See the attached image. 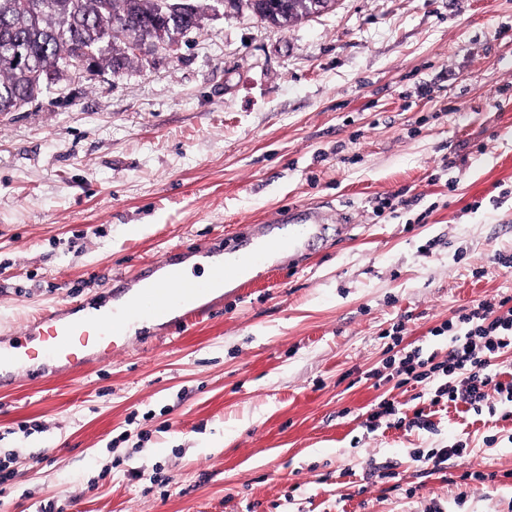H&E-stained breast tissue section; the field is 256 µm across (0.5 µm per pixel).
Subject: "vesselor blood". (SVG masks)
<instances>
[{"label": "vessel or blood", "mask_w": 512, "mask_h": 512, "mask_svg": "<svg viewBox=\"0 0 512 512\" xmlns=\"http://www.w3.org/2000/svg\"><path fill=\"white\" fill-rule=\"evenodd\" d=\"M291 230L268 234L264 227L249 225L232 259L220 264L213 278L228 284L241 282L244 271L254 268L266 255L288 254L319 237L325 226L318 214L291 217ZM150 287L137 289L134 299L112 315L94 319L70 312L45 311L30 319L19 333L0 341V378L28 370L41 361L58 370L77 371L109 360L129 336L128 324L149 320L186 325L219 304L208 284L188 278L180 263L160 261Z\"/></svg>", "instance_id": "vessel-or-blood-1"}]
</instances>
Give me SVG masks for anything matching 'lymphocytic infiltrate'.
Wrapping results in <instances>:
<instances>
[{
    "instance_id": "lymphocytic-infiltrate-1",
    "label": "lymphocytic infiltrate",
    "mask_w": 512,
    "mask_h": 512,
    "mask_svg": "<svg viewBox=\"0 0 512 512\" xmlns=\"http://www.w3.org/2000/svg\"><path fill=\"white\" fill-rule=\"evenodd\" d=\"M443 331L453 336V346L446 360L420 359L406 355L397 370L403 384L421 383L433 376L443 379L432 393L428 407L413 410L411 423L420 429H431L428 412L442 401L462 402L468 409L481 411L490 393H497L512 402V383L498 379L496 361L512 346V295L497 301L482 300L463 309L456 321L445 322Z\"/></svg>"
}]
</instances>
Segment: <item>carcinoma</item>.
<instances>
[{
    "mask_svg": "<svg viewBox=\"0 0 512 512\" xmlns=\"http://www.w3.org/2000/svg\"><path fill=\"white\" fill-rule=\"evenodd\" d=\"M280 28L311 17L302 0H234ZM215 0H0V114L19 112L68 73H117L148 60L102 36L119 23L137 38L177 43Z\"/></svg>",
    "mask_w": 512,
    "mask_h": 512,
    "instance_id": "obj_1",
    "label": "carcinoma"
}]
</instances>
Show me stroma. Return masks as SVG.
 <instances>
[{
    "mask_svg": "<svg viewBox=\"0 0 512 512\" xmlns=\"http://www.w3.org/2000/svg\"><path fill=\"white\" fill-rule=\"evenodd\" d=\"M305 206L323 239L198 322L0 385V512H512L499 396L367 425L385 398L412 415L390 377L447 358L433 328L512 295L491 261L512 252V0H338L285 29L209 11L177 56L0 114V336ZM467 450L468 448H441L439 451L427 455L418 454L415 456V461L419 462L422 466L429 467L432 465V469H441L440 466L445 464L450 458H461L467 453Z\"/></svg>",
    "mask_w": 512,
    "mask_h": 512,
    "instance_id": "35a3bbf8",
    "label": "stroma"
}]
</instances>
